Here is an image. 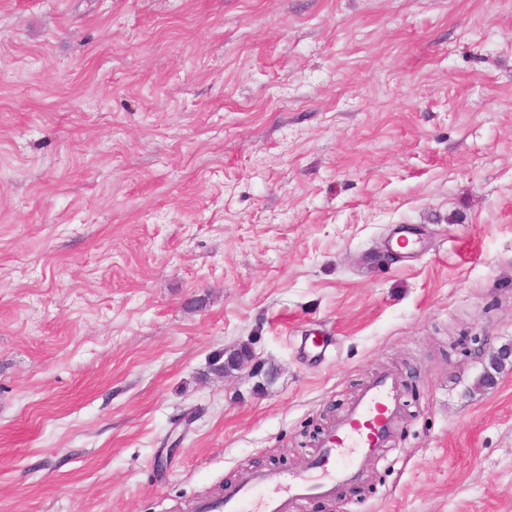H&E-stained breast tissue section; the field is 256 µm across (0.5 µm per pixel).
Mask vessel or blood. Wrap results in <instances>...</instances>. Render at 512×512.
Instances as JSON below:
<instances>
[{
    "label": "vessel or blood",
    "mask_w": 512,
    "mask_h": 512,
    "mask_svg": "<svg viewBox=\"0 0 512 512\" xmlns=\"http://www.w3.org/2000/svg\"><path fill=\"white\" fill-rule=\"evenodd\" d=\"M399 409L398 375L378 374L318 444L301 472H246L225 489L220 501H198L195 512H297L307 497L335 499L343 484L363 479L383 460ZM258 490L266 493L259 501L253 498Z\"/></svg>",
    "instance_id": "b4317fda"
}]
</instances>
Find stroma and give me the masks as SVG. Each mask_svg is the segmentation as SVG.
Here are the masks:
<instances>
[{
  "label": "stroma",
  "instance_id": "obj_1",
  "mask_svg": "<svg viewBox=\"0 0 512 512\" xmlns=\"http://www.w3.org/2000/svg\"><path fill=\"white\" fill-rule=\"evenodd\" d=\"M248 339L272 382L209 375ZM488 346L512 0H0V512H193L388 371L386 459L298 512H512Z\"/></svg>",
  "mask_w": 512,
  "mask_h": 512
}]
</instances>
